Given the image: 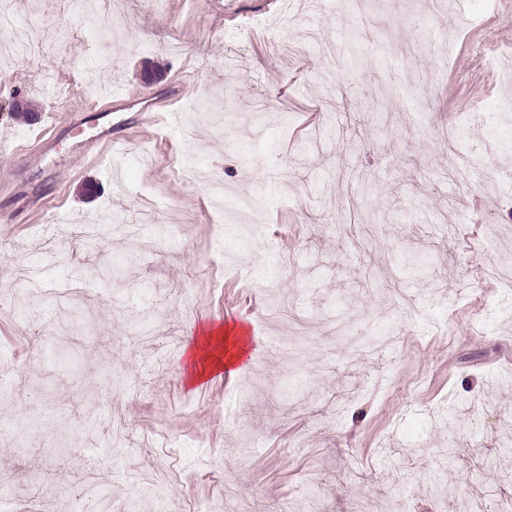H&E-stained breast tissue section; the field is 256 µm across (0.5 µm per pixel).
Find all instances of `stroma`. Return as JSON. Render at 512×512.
I'll list each match as a JSON object with an SVG mask.
<instances>
[{
  "instance_id": "stroma-1",
  "label": "stroma",
  "mask_w": 512,
  "mask_h": 512,
  "mask_svg": "<svg viewBox=\"0 0 512 512\" xmlns=\"http://www.w3.org/2000/svg\"><path fill=\"white\" fill-rule=\"evenodd\" d=\"M14 0L0 31V512H63L96 481L112 512L186 499L282 512H464L512 500V0ZM419 28L420 68L395 88ZM356 58L343 95L319 43ZM483 47L486 62L473 65ZM191 124L133 118L177 78ZM123 106L109 107L113 91ZM28 102L34 122L14 116ZM85 108L81 124L64 114ZM484 120H474V113ZM456 127L452 147L438 137ZM126 153L80 155L104 129ZM52 134L49 147L35 139ZM462 158L468 182L446 178ZM261 194L271 269L224 235L206 182ZM287 317L260 320L271 295ZM244 327L239 371L186 389L200 325ZM459 460L448 502L427 477ZM171 479L152 485L156 460ZM496 465L486 472V459Z\"/></svg>"
}]
</instances>
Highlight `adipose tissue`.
Returning a JSON list of instances; mask_svg holds the SVG:
<instances>
[{"label":"adipose tissue","mask_w":512,"mask_h":512,"mask_svg":"<svg viewBox=\"0 0 512 512\" xmlns=\"http://www.w3.org/2000/svg\"><path fill=\"white\" fill-rule=\"evenodd\" d=\"M244 342V330L230 336L222 326L202 325L197 337L184 348L185 386H204L214 375L233 368L241 358Z\"/></svg>","instance_id":"1"}]
</instances>
